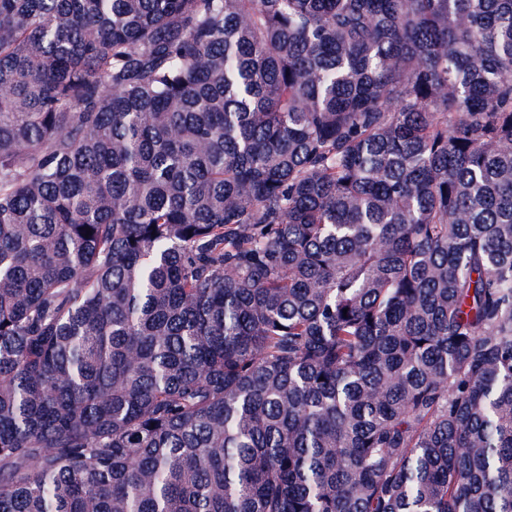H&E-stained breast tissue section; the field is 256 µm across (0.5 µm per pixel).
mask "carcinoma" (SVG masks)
<instances>
[{
	"label": "carcinoma",
	"mask_w": 512,
	"mask_h": 512,
	"mask_svg": "<svg viewBox=\"0 0 512 512\" xmlns=\"http://www.w3.org/2000/svg\"><path fill=\"white\" fill-rule=\"evenodd\" d=\"M0 512H512V0H0Z\"/></svg>",
	"instance_id": "cac0c4a2"
}]
</instances>
